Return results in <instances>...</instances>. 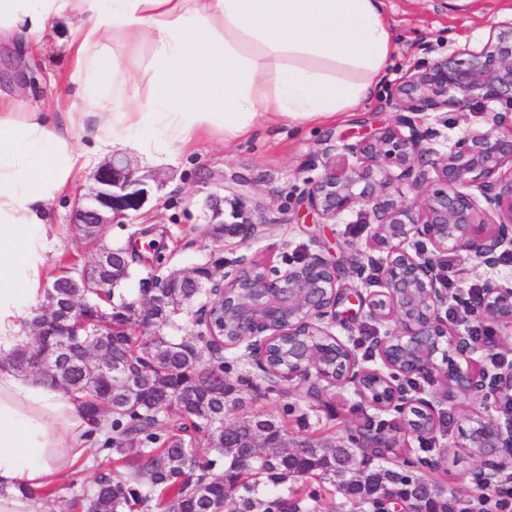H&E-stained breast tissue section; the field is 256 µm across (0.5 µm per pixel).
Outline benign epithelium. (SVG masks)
<instances>
[{
    "instance_id": "benign-epithelium-1",
    "label": "benign epithelium",
    "mask_w": 512,
    "mask_h": 512,
    "mask_svg": "<svg viewBox=\"0 0 512 512\" xmlns=\"http://www.w3.org/2000/svg\"><path fill=\"white\" fill-rule=\"evenodd\" d=\"M482 105L485 126L467 130L446 151L435 148L439 132L424 128L422 112H446ZM396 120L370 137L349 143L341 140L322 152L323 174L308 183L304 197L325 224L361 208L372 218L371 247L387 253L377 263L381 276L363 281L378 283L380 299L365 297L367 316L380 323L398 321L411 331H387L373 338L382 367L362 364L349 342L329 331L328 318L345 297L344 268L319 256L288 265L283 271L260 261L241 258L208 270L178 271L172 287L195 288L207 295L197 308H186L197 330L194 338L224 335L236 329L239 339L226 348L246 345L259 369L277 384L294 378H316L328 384L349 385L372 408L398 414L389 434L367 425V448L385 453L399 447L400 435L422 438L435 432L444 402L452 391L464 397H486L487 387L512 390V366L500 365L491 374L472 358L478 346L472 332L460 331L443 314L448 288L438 272L437 257L466 253L465 262L494 269L501 250L512 245V20L491 26L480 49L458 48L409 75L394 100ZM94 185L75 208L72 223L92 230L126 217L143 206L148 191L135 175L130 159L116 151L93 175ZM403 186L406 191H399ZM230 213L211 206L210 224H229V234L246 243L260 233L248 197L228 200ZM122 248H103L86 270L125 276ZM84 272L69 277L74 289L64 301L44 308L32 323L31 335L43 336L83 320L88 309ZM479 320L512 331V280L490 278L483 286ZM279 336H310L335 350L336 377L322 374L321 353L301 345L288 347V370L267 366V349ZM63 353L35 350L27 367L54 374ZM455 354L465 361L450 360ZM97 366L109 377L132 387L131 376L108 359ZM422 376L431 386L428 397L408 398L394 380ZM457 446L474 448L479 458L512 453V418L502 421L477 414L460 435ZM378 498L400 506L401 512H427L416 487L382 488Z\"/></svg>"
}]
</instances>
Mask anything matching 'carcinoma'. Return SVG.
Here are the masks:
<instances>
[{
  "instance_id": "carcinoma-1",
  "label": "carcinoma",
  "mask_w": 512,
  "mask_h": 512,
  "mask_svg": "<svg viewBox=\"0 0 512 512\" xmlns=\"http://www.w3.org/2000/svg\"><path fill=\"white\" fill-rule=\"evenodd\" d=\"M82 289L96 303L105 278L87 275ZM110 316L121 324V335L101 346L102 355L122 364L143 388L141 400L124 405L127 392L116 389L115 410L110 420L98 415L97 400L108 385L95 366L80 362V345L92 340L99 323L89 307L84 323L69 329V335L46 336L55 345L71 343L76 365L63 362L56 373L60 386L80 400L91 438L98 451L112 458V466L95 476L92 490L74 502L86 512H331L332 502L310 490L309 479L329 482L340 492L357 496L348 500L350 512L379 507L371 489L381 484L419 485L431 512H448L447 489L407 470L384 466L381 459L365 458L360 447L350 448L334 437H306L283 448L269 444L288 435L285 422L274 413L245 417L224 431L226 397L237 392L224 377L218 361L205 365L203 347L193 348L185 340L166 332L177 327L175 308L154 307L153 320L145 326L132 315L137 301L121 291ZM141 328L147 336H138ZM34 341H26L12 352V362L25 373L27 354Z\"/></svg>"
}]
</instances>
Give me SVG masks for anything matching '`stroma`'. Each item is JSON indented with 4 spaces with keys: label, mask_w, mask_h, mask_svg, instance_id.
<instances>
[{
    "label": "stroma",
    "mask_w": 512,
    "mask_h": 512,
    "mask_svg": "<svg viewBox=\"0 0 512 512\" xmlns=\"http://www.w3.org/2000/svg\"><path fill=\"white\" fill-rule=\"evenodd\" d=\"M385 11L396 40L388 80L374 99L361 103L342 119L325 125L297 128L283 124L257 129L248 138L225 143L216 134L189 147L184 153L154 163L140 156L132 161L144 176L149 195L142 209L129 218L100 229L97 236H84L73 224L72 214L93 184L92 172L77 176L65 195L50 204L57 249L50 258L56 275L73 274L87 267L102 246H134L138 255L134 273L125 283L127 298L140 295V283L150 272L166 273L198 265L215 267L242 255L269 261L281 267L318 255L346 269L344 282L358 286L361 278L351 268L354 251L365 249L368 230L357 213L346 214L340 223L324 224L304 203L302 194L309 180L319 177L324 147L345 139L354 143L365 133L393 123L392 97L405 77L427 61L447 55L455 48L480 46L486 42L490 25L512 18V0H384ZM67 26L58 24L32 49L24 51L29 78L24 88L0 82V93L34 105L48 100L54 82L69 70ZM423 126L437 129V149L454 144L465 129L483 124L479 106L448 112H424ZM250 197L255 221L264 226L259 240L243 245L236 238L217 242L211 237L205 202L210 194ZM224 376L234 381L245 377L252 386L243 390V403L227 402L225 422L269 411L286 412L288 434L305 435L300 418L316 424L310 414L307 382L295 380L271 386L261 371L246 357L244 348L224 350ZM331 414L327 425L336 438L348 441L361 424L381 425L393 420L390 412L369 407L353 390L337 385L329 388ZM436 433L424 438L408 437L404 447L389 451L392 467L406 469L448 490L449 512H474L481 481L490 473L488 462L456 447L459 431L479 412V401L457 397ZM93 465L62 481L42 512H73L75 493L90 490L102 467L103 455L91 450Z\"/></svg>",
    "instance_id": "stroma-1"
}]
</instances>
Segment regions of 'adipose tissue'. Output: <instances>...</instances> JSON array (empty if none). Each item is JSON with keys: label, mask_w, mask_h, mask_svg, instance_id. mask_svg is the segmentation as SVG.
Instances as JSON below:
<instances>
[{"label": "adipose tissue", "mask_w": 512, "mask_h": 512, "mask_svg": "<svg viewBox=\"0 0 512 512\" xmlns=\"http://www.w3.org/2000/svg\"><path fill=\"white\" fill-rule=\"evenodd\" d=\"M68 23L81 116L0 98V512L76 471L89 444L80 403L8 358L40 314L49 205L116 146L177 154L215 131L336 121L387 78L396 43L383 0H0V43Z\"/></svg>", "instance_id": "1"}]
</instances>
